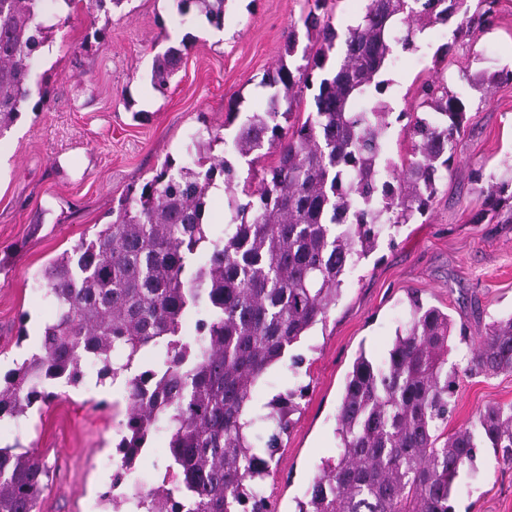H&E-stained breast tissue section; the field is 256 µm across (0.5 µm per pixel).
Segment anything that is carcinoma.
I'll list each match as a JSON object with an SVG mask.
<instances>
[{"label":"carcinoma","instance_id":"cac0c4a2","mask_svg":"<svg viewBox=\"0 0 512 512\" xmlns=\"http://www.w3.org/2000/svg\"><path fill=\"white\" fill-rule=\"evenodd\" d=\"M43 2L0 0V137L29 96L31 61L46 41ZM467 2L365 0L331 68L337 34L329 0H313L303 25L317 48H304L300 64H283L268 78L274 92L233 141L253 163L277 153L276 165L261 170L247 202L230 199L232 223L216 234L204 222L207 194L219 177L232 190L234 168L218 156L197 159L195 169L171 160L119 202L111 222L54 259L40 288L56 314L41 352L0 386V417L51 399V382H76L82 364L95 362L127 387L121 470L134 466L153 430L168 432L166 470L176 482L124 497L127 512H277L261 482L302 390L278 393L260 408L254 391L326 321L347 272L380 237L433 205L468 103L443 83L422 81L418 106L432 112L406 125L409 156L397 163L384 150L391 122L382 75L393 46L416 48V34L429 24H453L456 36L494 24L499 0H478L472 14ZM177 3L182 10L195 3L223 23L224 0ZM186 51L183 43L155 56L152 85L160 94ZM314 84V111L282 126ZM478 182L484 209L475 222L490 214L511 224L512 177L480 175ZM202 248L208 259L196 265ZM408 306L388 357L355 359L336 414L338 455L323 463L296 512H455L454 485L479 448L512 467V404H489L471 425L437 434L457 388L448 369L453 321L413 292ZM146 355L151 367L132 372ZM468 371L512 372V315L488 324ZM259 423L274 428L262 448L244 432ZM48 476L32 454L0 448V512H36Z\"/></svg>","mask_w":512,"mask_h":512}]
</instances>
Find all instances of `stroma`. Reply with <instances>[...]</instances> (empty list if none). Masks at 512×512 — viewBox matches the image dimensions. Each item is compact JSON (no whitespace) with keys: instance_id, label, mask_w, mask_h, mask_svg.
<instances>
[{"instance_id":"stroma-1","label":"stroma","mask_w":512,"mask_h":512,"mask_svg":"<svg viewBox=\"0 0 512 512\" xmlns=\"http://www.w3.org/2000/svg\"><path fill=\"white\" fill-rule=\"evenodd\" d=\"M51 30L34 54L29 100L0 138V383L40 350L52 303L38 280L44 268L111 219V210L140 189L165 160L183 162L192 137L215 133L211 153L225 157L239 181L250 178L232 149L228 111H260L270 93L264 77L289 60L286 35L309 10L308 0H226L224 35L197 8L174 0H123L94 13L44 0ZM186 40L189 50L166 94L151 84L156 53ZM417 48L399 52L385 75L384 95L396 119L389 157L406 156L399 113L414 112L420 78L430 76L469 103L468 125L454 161L438 183L432 209L346 275L325 322L294 349L297 368L271 369L254 396L264 405L291 387H305L271 471L262 483L278 512H295L323 460L337 455L336 411L355 358L382 360L408 320V293L447 311L466 339L449 365L465 367L488 323L512 315V224H476L477 175H503L512 165V81L480 92L467 77L512 71V0H500L495 24L462 37L425 28ZM54 396L27 413L0 418V448L30 452L47 463L50 481L38 512H112L107 492L124 417L125 385L85 371L78 384L58 380ZM491 403H512V373L463 374L448 430L468 426ZM456 512H512V468L497 467L482 449L458 479Z\"/></svg>"}]
</instances>
